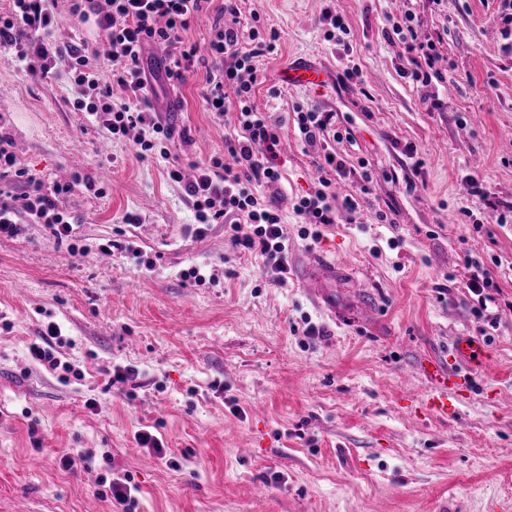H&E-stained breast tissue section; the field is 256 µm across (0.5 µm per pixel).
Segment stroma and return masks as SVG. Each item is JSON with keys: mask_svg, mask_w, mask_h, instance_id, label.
<instances>
[{"mask_svg": "<svg viewBox=\"0 0 512 512\" xmlns=\"http://www.w3.org/2000/svg\"><path fill=\"white\" fill-rule=\"evenodd\" d=\"M499 5L238 0L242 29L257 20L279 35L255 60L252 103L288 144L278 157L283 283L236 252L223 225L194 237L192 204L164 162L88 123L64 82L0 59V98L13 105L0 125L21 166L45 183L82 178L66 200L72 240L41 224L0 237V512H114L96 479L126 474L139 488L134 512H512V220L488 219L489 202L512 205V27ZM328 8L348 27L331 42ZM408 19L441 56L431 89L442 109L403 75L406 46L391 29ZM298 59L329 81L284 85ZM352 66L358 79L343 80ZM205 85L201 67L179 89L154 83L163 120L192 139L173 154L197 161L224 153ZM300 106L334 113L338 138L302 143ZM327 152L349 170L331 191L358 206L314 243L300 239L293 205L318 189ZM469 177L490 201L466 193ZM130 212L141 223H124ZM131 242L152 270L135 265ZM312 256L338 268L324 298L303 280ZM473 261L499 285L483 316L468 288ZM191 267L203 282L183 279ZM51 321L82 379L61 382L30 358ZM309 323L318 335H305ZM460 336L486 361L468 391L449 392L447 414L431 413L418 365L447 362ZM117 370L127 382L112 383ZM147 426L167 458L138 447Z\"/></svg>", "mask_w": 512, "mask_h": 512, "instance_id": "35a3bbf8", "label": "stroma"}]
</instances>
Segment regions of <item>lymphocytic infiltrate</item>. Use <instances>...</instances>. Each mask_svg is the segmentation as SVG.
Here are the masks:
<instances>
[{
    "label": "lymphocytic infiltrate",
    "mask_w": 512,
    "mask_h": 512,
    "mask_svg": "<svg viewBox=\"0 0 512 512\" xmlns=\"http://www.w3.org/2000/svg\"><path fill=\"white\" fill-rule=\"evenodd\" d=\"M212 13L206 54L185 45L181 34L202 14ZM236 0L213 7L212 0H69V14L93 22L97 41L58 44L55 31L61 22L58 0H11L0 14V49L14 51L19 67L33 77H53L67 83L74 111L103 127L115 140L133 138L142 159L169 161V178L181 184L191 201L202 237L215 224H227L236 249L260 258L277 281L288 277V236L282 216L266 188L278 185L282 175L276 163L278 128L252 105L258 82L254 59L276 48L277 33L255 25L241 31ZM161 48L163 66L171 86L185 82L196 66L206 69L203 100L215 120H223L226 89H233L237 110L234 131L224 138V154L206 162L182 165L171 159L175 141L190 144L188 130H176L161 121L152 97L154 90L140 66L146 44ZM12 141L0 133V175L25 180V211L17 213L0 199V236H18L23 222L42 224L59 241H68L74 220L66 209L73 182L49 184L25 179L11 149ZM356 210L354 198H329L324 190L298 198L294 210L302 219V239L319 240L323 226L335 223L337 208Z\"/></svg>",
    "instance_id": "lymphocytic-infiltrate-1"
}]
</instances>
